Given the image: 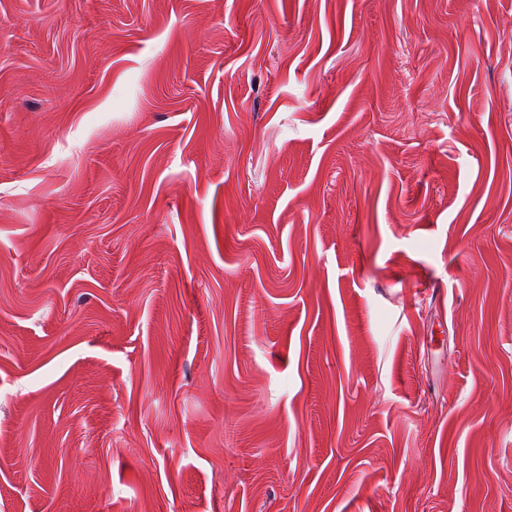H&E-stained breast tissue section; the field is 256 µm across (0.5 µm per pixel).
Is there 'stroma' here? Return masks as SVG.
I'll return each instance as SVG.
<instances>
[{"instance_id":"35a3bbf8","label":"stroma","mask_w":512,"mask_h":512,"mask_svg":"<svg viewBox=\"0 0 512 512\" xmlns=\"http://www.w3.org/2000/svg\"><path fill=\"white\" fill-rule=\"evenodd\" d=\"M0 512H512V0H0Z\"/></svg>"}]
</instances>
